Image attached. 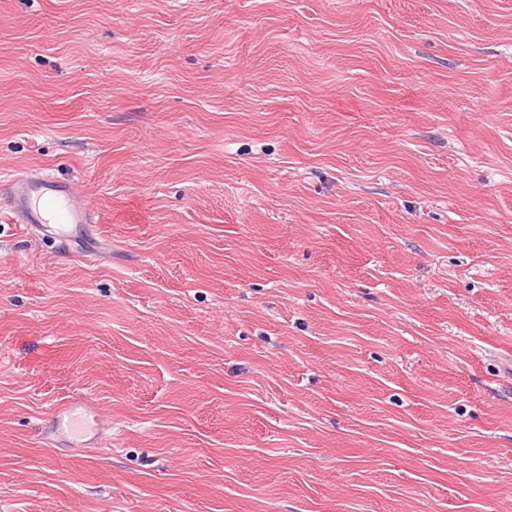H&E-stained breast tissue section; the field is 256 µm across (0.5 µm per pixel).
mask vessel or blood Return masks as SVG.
Listing matches in <instances>:
<instances>
[{
  "label": "vessel or blood",
  "mask_w": 512,
  "mask_h": 512,
  "mask_svg": "<svg viewBox=\"0 0 512 512\" xmlns=\"http://www.w3.org/2000/svg\"><path fill=\"white\" fill-rule=\"evenodd\" d=\"M11 196L0 208V220L24 232H47L71 239L87 236L95 222L72 184L46 173L21 172L9 180ZM110 425L89 397L70 399L47 416L45 436L54 447L91 448L103 443Z\"/></svg>",
  "instance_id": "1"
}]
</instances>
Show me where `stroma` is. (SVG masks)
Segmentation results:
<instances>
[{"label": "stroma", "mask_w": 512, "mask_h": 512, "mask_svg": "<svg viewBox=\"0 0 512 512\" xmlns=\"http://www.w3.org/2000/svg\"><path fill=\"white\" fill-rule=\"evenodd\" d=\"M25 171L101 250L0 223V512L512 503V0H0ZM89 415L93 417L92 425L83 418ZM44 428L52 446L81 450L102 444L106 440L105 432L111 429L98 405L87 396L70 399L52 408Z\"/></svg>", "instance_id": "obj_1"}]
</instances>
